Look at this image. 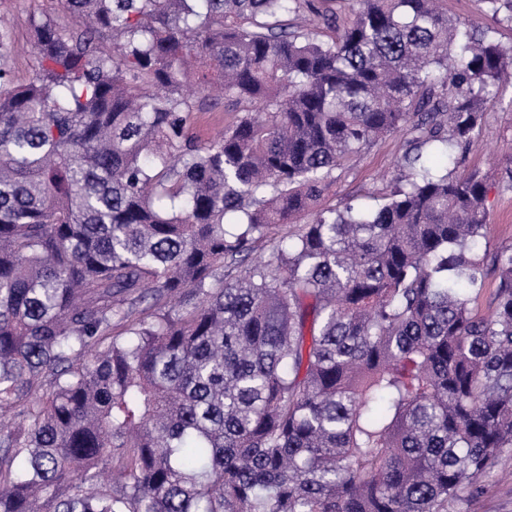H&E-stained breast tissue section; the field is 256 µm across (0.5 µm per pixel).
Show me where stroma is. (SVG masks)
<instances>
[{
	"mask_svg": "<svg viewBox=\"0 0 512 512\" xmlns=\"http://www.w3.org/2000/svg\"><path fill=\"white\" fill-rule=\"evenodd\" d=\"M40 10L60 25L77 28L80 18L58 6L56 0H0V18L8 33V49L0 54V69L16 83L28 81L36 68L32 50L29 14ZM235 113L225 111L222 98H208L206 106L194 109L187 124L200 141L206 142L235 121ZM405 134L386 136L372 145L349 169L335 172L334 182L322 201L326 207L344 203L375 202L392 177L406 148ZM463 169L477 168L489 187L487 197L488 234L477 257L484 264L487 283H494V254L512 245V85L504 84L499 100L490 102L478 135L461 162ZM477 497L455 503L452 512H512V451L503 453Z\"/></svg>",
	"mask_w": 512,
	"mask_h": 512,
	"instance_id": "obj_1",
	"label": "stroma"
}]
</instances>
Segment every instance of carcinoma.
Masks as SVG:
<instances>
[{
  "mask_svg": "<svg viewBox=\"0 0 512 512\" xmlns=\"http://www.w3.org/2000/svg\"><path fill=\"white\" fill-rule=\"evenodd\" d=\"M345 2L32 18L35 75L0 83V512H448L512 449V246L481 315L487 185L457 172L512 47ZM215 87L239 115L202 145ZM398 131L378 204L318 208Z\"/></svg>",
  "mask_w": 512,
  "mask_h": 512,
  "instance_id": "carcinoma-1",
  "label": "carcinoma"
}]
</instances>
